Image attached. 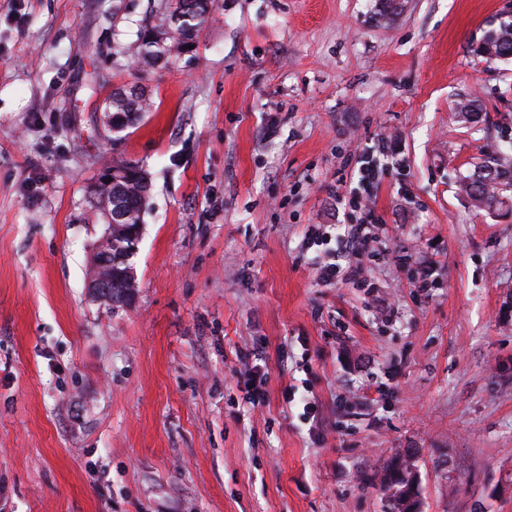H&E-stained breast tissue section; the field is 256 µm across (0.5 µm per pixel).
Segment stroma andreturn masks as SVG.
Masks as SVG:
<instances>
[{"label":"stroma","mask_w":512,"mask_h":512,"mask_svg":"<svg viewBox=\"0 0 512 512\" xmlns=\"http://www.w3.org/2000/svg\"><path fill=\"white\" fill-rule=\"evenodd\" d=\"M398 2L212 0L143 68L171 0H0V512H388L404 452L422 512H512V203L459 188L512 161V60L475 52L512 0ZM133 82L154 106L117 142ZM112 159L152 181L116 307L86 288ZM340 185L380 219L363 287L307 242L354 223ZM150 106L151 101L144 92L135 94L124 86L118 87L112 91L105 103L103 112H107L106 125L111 131H115V128L112 129V122L123 127V131L132 128L138 124L143 112L149 111Z\"/></svg>","instance_id":"1"}]
</instances>
